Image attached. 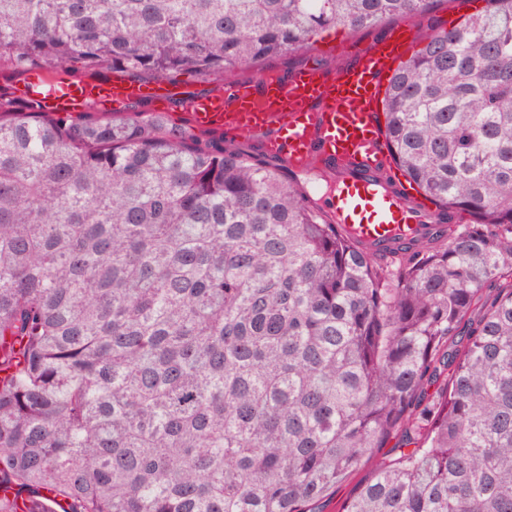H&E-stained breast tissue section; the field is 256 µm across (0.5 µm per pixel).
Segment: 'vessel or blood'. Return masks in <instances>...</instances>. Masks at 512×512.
Returning <instances> with one entry per match:
<instances>
[{
    "label": "vessel or blood",
    "instance_id": "vessel-or-blood-1",
    "mask_svg": "<svg viewBox=\"0 0 512 512\" xmlns=\"http://www.w3.org/2000/svg\"><path fill=\"white\" fill-rule=\"evenodd\" d=\"M401 47V39L391 37L333 73L307 68L284 78L268 72L253 83L184 98L182 110L196 131H272L265 153L285 159L295 173L316 167L344 171L326 213L353 238L366 243L410 238L436 222V211L371 180L393 165L377 115L381 79ZM25 87L43 89L46 109L66 113L97 105L117 110L135 100L165 102L179 96L177 89L159 84L50 79L41 72L30 73Z\"/></svg>",
    "mask_w": 512,
    "mask_h": 512
}]
</instances>
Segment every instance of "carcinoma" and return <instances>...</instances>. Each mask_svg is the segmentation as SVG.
Instances as JSON below:
<instances>
[{"label":"carcinoma","mask_w":512,"mask_h":512,"mask_svg":"<svg viewBox=\"0 0 512 512\" xmlns=\"http://www.w3.org/2000/svg\"><path fill=\"white\" fill-rule=\"evenodd\" d=\"M437 2L0 0V67L218 83ZM381 103L442 205L383 247L248 142L0 100V485L28 512H316L369 459L339 512H512V0Z\"/></svg>","instance_id":"1"}]
</instances>
